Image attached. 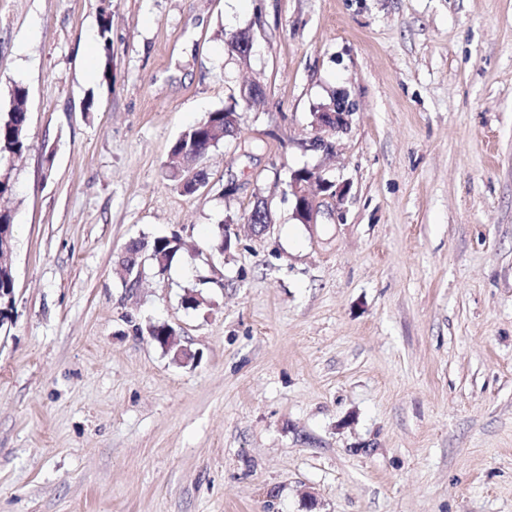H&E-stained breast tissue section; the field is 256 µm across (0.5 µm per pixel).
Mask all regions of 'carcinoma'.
Instances as JSON below:
<instances>
[{
  "label": "carcinoma",
  "instance_id": "1",
  "mask_svg": "<svg viewBox=\"0 0 512 512\" xmlns=\"http://www.w3.org/2000/svg\"><path fill=\"white\" fill-rule=\"evenodd\" d=\"M12 105L4 113H0V163L22 155L29 149V140L20 135L22 126L27 123V111L24 104L27 90L15 86L12 92ZM236 109L215 110L207 113L202 119L188 127L172 144L169 157L167 176L178 182L183 192L191 190L183 184L186 171H197L201 178H208L203 161L211 149L224 143V114H233ZM181 248V239L171 237H156L151 240L142 238L135 241L121 256L120 263L129 279H140L137 264L133 263L130 254H144L160 271L167 269L171 259Z\"/></svg>",
  "mask_w": 512,
  "mask_h": 512
}]
</instances>
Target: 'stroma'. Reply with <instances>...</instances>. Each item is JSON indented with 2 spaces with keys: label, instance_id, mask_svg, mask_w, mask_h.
Masks as SVG:
<instances>
[{
  "label": "stroma",
  "instance_id": "35a3bbf8",
  "mask_svg": "<svg viewBox=\"0 0 512 512\" xmlns=\"http://www.w3.org/2000/svg\"><path fill=\"white\" fill-rule=\"evenodd\" d=\"M18 85L0 512H512V0H0L1 111ZM335 95L351 127L312 150ZM234 103L182 193L172 143ZM301 169L346 192L314 224ZM181 248V239L177 235L171 237H156L151 240L146 237L134 241L131 246L126 249V252L121 256L120 263L124 271L129 276V281L133 279H140L137 264L132 263L130 254L134 253L139 255L141 252L150 260L155 268L159 271H165L174 257V255ZM166 329L163 336H158V341L161 347L167 353H173L176 362L184 363L189 357L190 354L188 350L181 344V340L177 333L171 329V327L167 328L165 326H152L149 329V333L151 336H154L158 330Z\"/></svg>",
  "mask_w": 512,
  "mask_h": 512
}]
</instances>
